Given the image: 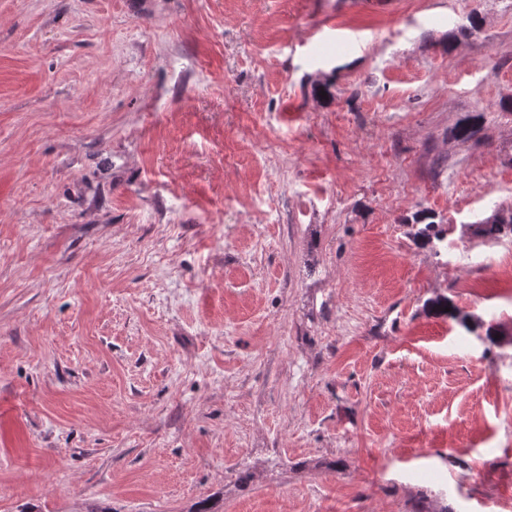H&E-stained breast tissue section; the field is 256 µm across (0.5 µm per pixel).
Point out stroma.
Returning <instances> with one entry per match:
<instances>
[{
  "label": "stroma",
  "mask_w": 512,
  "mask_h": 512,
  "mask_svg": "<svg viewBox=\"0 0 512 512\" xmlns=\"http://www.w3.org/2000/svg\"><path fill=\"white\" fill-rule=\"evenodd\" d=\"M511 100L512 0H0V512H512ZM466 232L487 240L512 239V209L494 210L476 224L464 225ZM405 223L411 225L414 240L423 246H428L432 250L437 248V243L443 242L452 230L450 224L436 222V215L429 211H421L414 214L411 219H406ZM427 306H430L438 314L448 316L453 320L457 321L462 327H464L469 332H475L483 327L482 323L472 320L468 314L456 310L455 307H453L451 303L448 301V297H440L434 300H430L427 302ZM446 307L450 308L449 312L444 311V308Z\"/></svg>",
  "instance_id": "stroma-1"
}]
</instances>
